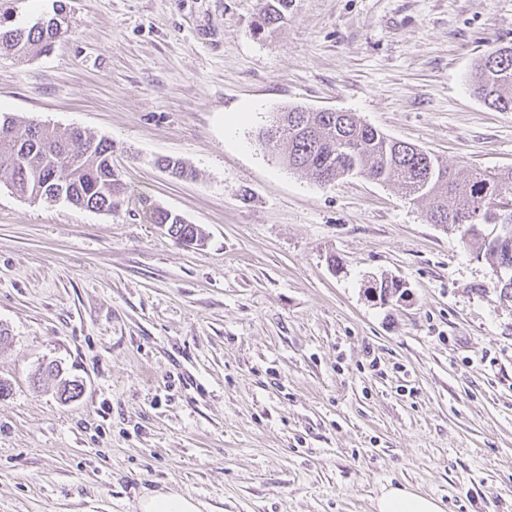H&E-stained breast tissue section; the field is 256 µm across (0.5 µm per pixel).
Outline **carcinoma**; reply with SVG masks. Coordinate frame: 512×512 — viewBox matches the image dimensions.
<instances>
[{"label":"carcinoma","mask_w":512,"mask_h":512,"mask_svg":"<svg viewBox=\"0 0 512 512\" xmlns=\"http://www.w3.org/2000/svg\"><path fill=\"white\" fill-rule=\"evenodd\" d=\"M289 0H276L259 14L255 23L261 31L283 18ZM70 33L66 6L30 26L0 25V53L19 58L41 55L53 43ZM487 67L483 59L474 65L470 84L481 101L502 112H512V54L494 60ZM262 143L288 144L289 167L310 175L321 184H330L350 174L397 186L404 195L430 201L427 220L456 231L466 245L475 249L497 268H512V222L490 236L486 205L498 189L512 192V168L497 172L474 170L461 179L449 168L426 182L434 156L414 145L390 139L363 123L353 112H314L290 106L273 117L261 134ZM160 164L178 178H191L193 170L179 159H163ZM0 173L10 178V186L21 197L35 198L41 189L47 202H63L91 211L109 213L128 198L130 190L121 174L112 168V143L97 139L78 127L47 130L0 112ZM141 218L159 224L167 234L186 244H201L205 233L185 219L146 196H139ZM369 291L383 302L402 301L406 286L399 280L374 281Z\"/></svg>","instance_id":"obj_1"}]
</instances>
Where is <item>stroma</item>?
<instances>
[{"instance_id": "35a3bbf8", "label": "stroma", "mask_w": 512, "mask_h": 512, "mask_svg": "<svg viewBox=\"0 0 512 512\" xmlns=\"http://www.w3.org/2000/svg\"><path fill=\"white\" fill-rule=\"evenodd\" d=\"M62 1L70 35L0 54V111L107 138L132 198L103 214L0 175V512H140L152 490L373 512L389 483L512 512V301L490 261L425 201L317 183L259 139L301 105L462 176L512 168V112L469 87L512 44V0H293L262 33L261 0ZM142 194L204 245L143 222ZM384 277L404 303L368 296Z\"/></svg>"}]
</instances>
